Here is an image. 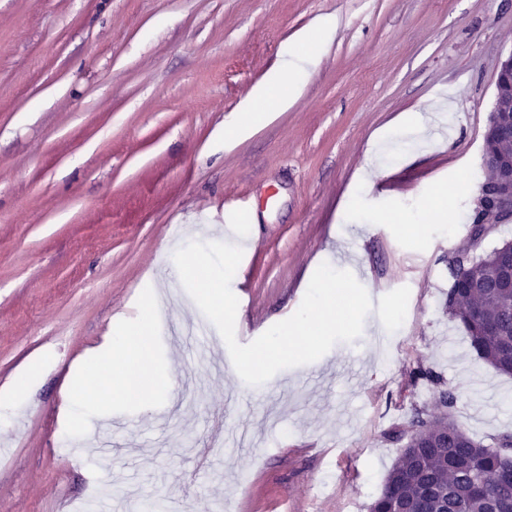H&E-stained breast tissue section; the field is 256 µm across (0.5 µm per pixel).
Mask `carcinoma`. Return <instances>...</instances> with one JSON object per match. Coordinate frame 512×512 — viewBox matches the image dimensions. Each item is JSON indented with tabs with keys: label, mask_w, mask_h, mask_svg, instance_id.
<instances>
[{
	"label": "carcinoma",
	"mask_w": 512,
	"mask_h": 512,
	"mask_svg": "<svg viewBox=\"0 0 512 512\" xmlns=\"http://www.w3.org/2000/svg\"><path fill=\"white\" fill-rule=\"evenodd\" d=\"M488 141L483 166L497 171L499 161L512 155V139L490 131ZM501 252L498 245L465 266L448 263V314L463 324L481 359L511 375L512 303L492 285ZM485 325L501 326L502 335L484 333ZM410 429L369 512H512V479H495L512 456L511 433L484 445L446 418L430 419L423 409L413 413Z\"/></svg>",
	"instance_id": "cac0c4a2"
}]
</instances>
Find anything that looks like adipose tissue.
<instances>
[{
  "label": "adipose tissue",
  "mask_w": 512,
  "mask_h": 512,
  "mask_svg": "<svg viewBox=\"0 0 512 512\" xmlns=\"http://www.w3.org/2000/svg\"><path fill=\"white\" fill-rule=\"evenodd\" d=\"M307 74V67L297 63L295 53L289 49L284 50L281 61L268 82L253 92V105L261 107L266 112L287 110ZM149 328V322H142L126 330L113 341L112 355L108 358L107 364L114 399L130 401L142 394L141 381L132 366L139 361L148 362L152 359L147 344Z\"/></svg>",
  "instance_id": "adipose-tissue-1"
}]
</instances>
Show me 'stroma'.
<instances>
[{
  "mask_svg": "<svg viewBox=\"0 0 512 512\" xmlns=\"http://www.w3.org/2000/svg\"><path fill=\"white\" fill-rule=\"evenodd\" d=\"M291 47L317 60L293 104L225 144ZM511 53L512 0H0V393L52 358L0 409V512H369L415 409L512 433V376L448 312ZM192 241L240 244L264 330L350 271L360 338L246 384L187 330ZM151 302V392L106 400L87 375Z\"/></svg>",
  "mask_w": 512,
  "mask_h": 512,
  "instance_id": "1",
  "label": "stroma"
}]
</instances>
